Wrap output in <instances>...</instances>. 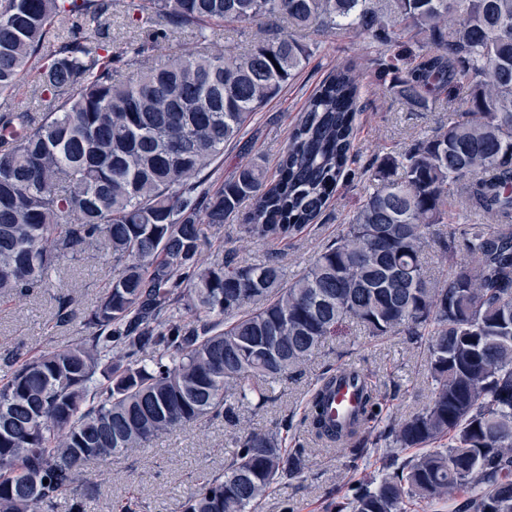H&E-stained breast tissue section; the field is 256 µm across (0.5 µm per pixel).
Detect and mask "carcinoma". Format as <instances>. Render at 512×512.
I'll return each mask as SVG.
<instances>
[{
  "label": "carcinoma",
  "instance_id": "1",
  "mask_svg": "<svg viewBox=\"0 0 512 512\" xmlns=\"http://www.w3.org/2000/svg\"><path fill=\"white\" fill-rule=\"evenodd\" d=\"M139 26L188 33L147 64L149 38L116 45L112 0H0V95L37 72L36 123L23 101L0 111V299L44 288L64 257L101 250L112 284L89 335L16 359L0 376V512H52L85 466L144 451L191 423H240L244 403L305 365L353 321L423 348L432 398L373 435L379 393L354 371L359 409L333 419L338 376L318 378L304 434L376 458L336 512H512V0H137ZM64 22L68 40L44 47ZM256 23L244 50L215 52L224 29ZM354 30L381 51L376 84L448 123L374 157V189L339 236L290 279L275 257L249 264L209 244L252 201L243 236L286 241L314 223L354 162L361 78L338 66L307 101L275 172L253 162L218 188L224 148L312 56L298 33ZM128 73L119 80L116 74ZM435 245L448 277L427 275ZM281 431L236 437L182 512H255L302 476L307 448ZM411 448L419 453L405 456Z\"/></svg>",
  "mask_w": 512,
  "mask_h": 512
}]
</instances>
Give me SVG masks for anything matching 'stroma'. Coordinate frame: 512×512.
Instances as JSON below:
<instances>
[{
	"mask_svg": "<svg viewBox=\"0 0 512 512\" xmlns=\"http://www.w3.org/2000/svg\"><path fill=\"white\" fill-rule=\"evenodd\" d=\"M313 55L281 94L258 112L240 143L226 147L214 164L210 184L220 185L242 163L257 162L275 170L286 144L288 131L297 120L306 99L339 65L363 73L362 111L356 120V162L317 221L294 239L276 244H258L243 239L241 224L247 223L250 205H242L237 217L218 227H206L205 236L221 240L236 260L258 264L278 256L288 274L302 271L313 256L340 233L349 216L369 190L365 168L380 151L408 148L419 137L433 134L447 123V110L414 112L398 98L375 85L376 51L364 35L309 33ZM112 283V262L105 254H85L63 259L50 287L35 290L21 300L0 301V372L4 356L27 358L41 350L74 342L88 331L82 320ZM71 298L72 321L55 319L57 297ZM351 363L364 366L380 392L379 425L421 411L431 399L432 385L427 363L405 335L381 339L350 326L344 336L328 342L312 360L276 385L264 407L243 405L241 425L268 430L282 419L300 424L304 406L318 377ZM236 428L216 419L177 429L156 440L149 450L114 458L110 464L86 467L92 512H181V503L193 491L202 471H218L231 447ZM307 469L302 478L275 484L259 506V512H327L331 502L341 499L351 484L367 475L365 469L349 468L342 453L313 441L309 444Z\"/></svg>",
	"mask_w": 512,
	"mask_h": 512,
	"instance_id": "obj_1",
	"label": "stroma"
}]
</instances>
